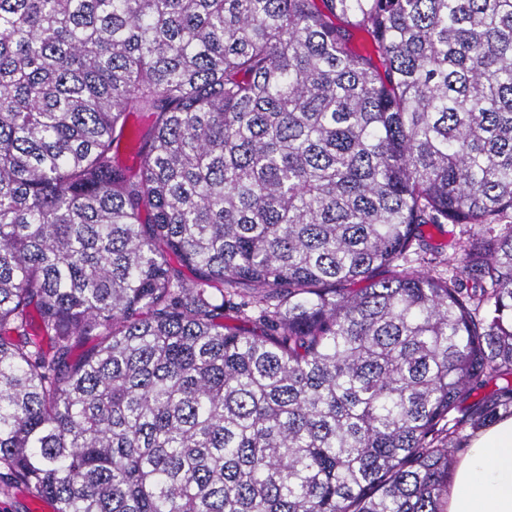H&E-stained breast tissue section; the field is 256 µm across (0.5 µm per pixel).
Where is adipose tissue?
I'll return each mask as SVG.
<instances>
[{"mask_svg": "<svg viewBox=\"0 0 512 512\" xmlns=\"http://www.w3.org/2000/svg\"><path fill=\"white\" fill-rule=\"evenodd\" d=\"M445 512H512V416L471 435L456 463Z\"/></svg>", "mask_w": 512, "mask_h": 512, "instance_id": "ef3b65f1", "label": "adipose tissue"}]
</instances>
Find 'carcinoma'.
I'll return each mask as SVG.
<instances>
[{"label": "carcinoma", "mask_w": 512, "mask_h": 512, "mask_svg": "<svg viewBox=\"0 0 512 512\" xmlns=\"http://www.w3.org/2000/svg\"><path fill=\"white\" fill-rule=\"evenodd\" d=\"M502 412L512 0H0L5 486L444 512ZM424 234L430 247L449 255L458 250L464 238L463 229H469L465 224H443L441 227L426 226Z\"/></svg>", "instance_id": "cac0c4a2"}]
</instances>
